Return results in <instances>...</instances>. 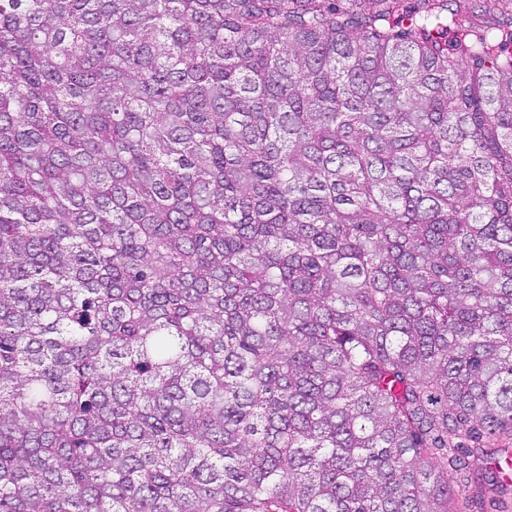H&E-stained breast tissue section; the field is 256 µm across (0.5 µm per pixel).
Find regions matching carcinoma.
I'll use <instances>...</instances> for the list:
<instances>
[{"instance_id":"obj_1","label":"carcinoma","mask_w":512,"mask_h":512,"mask_svg":"<svg viewBox=\"0 0 512 512\" xmlns=\"http://www.w3.org/2000/svg\"><path fill=\"white\" fill-rule=\"evenodd\" d=\"M512 0H0V512H450L512 440ZM484 454H476L474 458H471L472 471L476 478L482 479L485 473L493 468L494 463L501 461L506 455L512 456V440L503 442L498 448H483Z\"/></svg>"}]
</instances>
